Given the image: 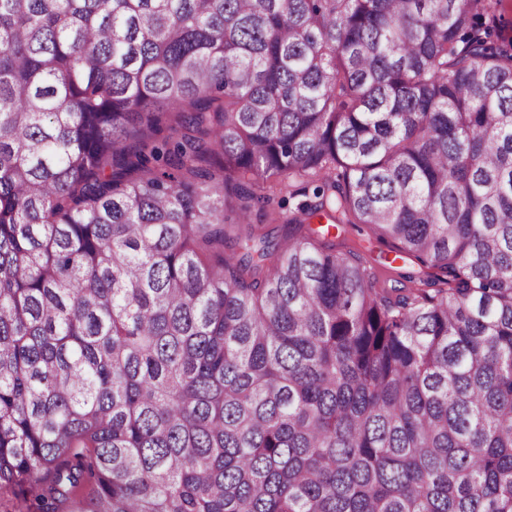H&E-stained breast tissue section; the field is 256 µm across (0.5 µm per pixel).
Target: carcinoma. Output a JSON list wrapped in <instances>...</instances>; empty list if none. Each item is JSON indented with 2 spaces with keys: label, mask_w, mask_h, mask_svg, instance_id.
Listing matches in <instances>:
<instances>
[{
  "label": "carcinoma",
  "mask_w": 512,
  "mask_h": 512,
  "mask_svg": "<svg viewBox=\"0 0 512 512\" xmlns=\"http://www.w3.org/2000/svg\"><path fill=\"white\" fill-rule=\"evenodd\" d=\"M497 2L0 0V487L512 512ZM297 182L287 237L245 223ZM346 224L416 287H376Z\"/></svg>",
  "instance_id": "obj_1"
}]
</instances>
